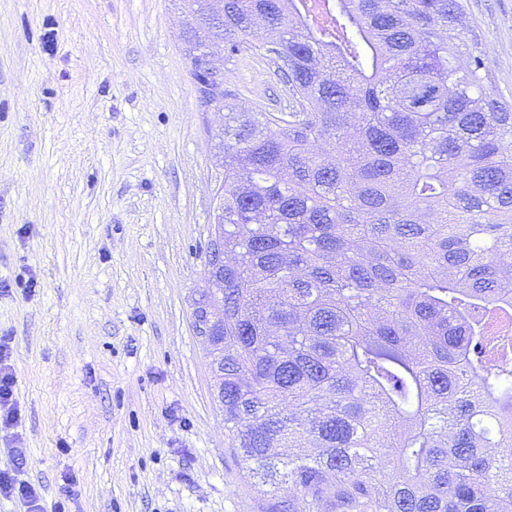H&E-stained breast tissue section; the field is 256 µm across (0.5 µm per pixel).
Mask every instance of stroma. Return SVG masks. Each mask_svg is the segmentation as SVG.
Wrapping results in <instances>:
<instances>
[{"label": "stroma", "instance_id": "obj_1", "mask_svg": "<svg viewBox=\"0 0 512 512\" xmlns=\"http://www.w3.org/2000/svg\"><path fill=\"white\" fill-rule=\"evenodd\" d=\"M464 4L512 102V0ZM182 22L170 0H0V336L18 408L0 470L66 512H256L192 327L224 116L200 109ZM224 88L288 109L252 50L225 58Z\"/></svg>", "mask_w": 512, "mask_h": 512}]
</instances>
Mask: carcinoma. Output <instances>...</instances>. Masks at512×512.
Masks as SVG:
<instances>
[{"label":"carcinoma","instance_id":"carcinoma-1","mask_svg":"<svg viewBox=\"0 0 512 512\" xmlns=\"http://www.w3.org/2000/svg\"><path fill=\"white\" fill-rule=\"evenodd\" d=\"M218 5L224 431L257 512H512V104L462 0ZM202 50V70L224 76L227 101L253 111L288 112V89L274 74V67L253 50H243L234 57L224 55V39L210 37ZM217 49L223 52L221 63L215 60Z\"/></svg>","mask_w":512,"mask_h":512}]
</instances>
